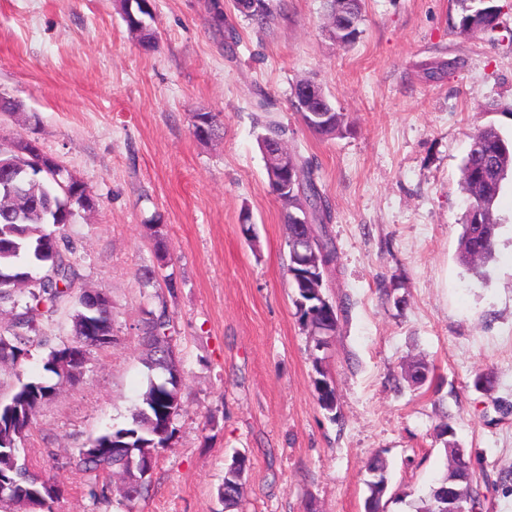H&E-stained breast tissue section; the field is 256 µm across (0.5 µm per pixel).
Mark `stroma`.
Segmentation results:
<instances>
[{
	"label": "stroma",
	"instance_id": "obj_1",
	"mask_svg": "<svg viewBox=\"0 0 512 512\" xmlns=\"http://www.w3.org/2000/svg\"><path fill=\"white\" fill-rule=\"evenodd\" d=\"M221 0H152L144 50L122 0H0V137L33 138L87 184L95 206L65 232L84 286L112 298L114 346L90 349L83 378L36 411L20 454L63 493L52 512H221L235 453L251 468L234 512H363L368 460L388 464L387 512H411L446 471L440 427L476 469L483 512H512V183L494 215L499 249L477 277L457 258L461 163L477 131L512 137V0L493 31L459 32V0H365L362 34L336 42L324 0H282L266 28ZM227 23V24H228ZM448 62L438 81L425 77ZM312 80L343 117L333 139L292 106ZM313 161L333 207L332 301L349 299L326 366L331 419L314 395L311 336L289 286L288 229L257 137L258 94ZM216 114L197 139L193 115ZM160 224L178 288L175 345L184 407L158 449L149 492L95 500L70 465L91 436L123 425L147 385L139 360L142 287ZM423 360L429 380L401 382ZM489 373L491 388L477 386Z\"/></svg>",
	"mask_w": 512,
	"mask_h": 512
}]
</instances>
